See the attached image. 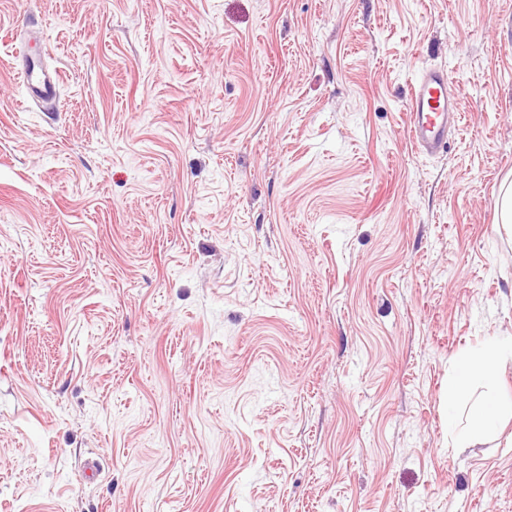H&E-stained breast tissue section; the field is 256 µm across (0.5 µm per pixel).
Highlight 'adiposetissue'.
Segmentation results:
<instances>
[{"instance_id": "1", "label": "adipose tissue", "mask_w": 512, "mask_h": 512, "mask_svg": "<svg viewBox=\"0 0 512 512\" xmlns=\"http://www.w3.org/2000/svg\"><path fill=\"white\" fill-rule=\"evenodd\" d=\"M512 359V346L499 340L487 342L482 348L460 356L454 374L448 380L449 395H456L472 386L494 385L500 378V367ZM502 403L497 398L485 400L473 410L461 432L464 443L474 444L497 431Z\"/></svg>"}]
</instances>
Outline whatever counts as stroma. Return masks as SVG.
Wrapping results in <instances>:
<instances>
[{"label":"stroma","mask_w":512,"mask_h":512,"mask_svg":"<svg viewBox=\"0 0 512 512\" xmlns=\"http://www.w3.org/2000/svg\"><path fill=\"white\" fill-rule=\"evenodd\" d=\"M508 176L512 0H0V512H512ZM20 72L32 101H45L57 96L59 84L55 72L51 73L34 63L22 64ZM458 93L446 68L424 70L410 101V136L418 152L435 156L448 149V133L459 121ZM512 358V346L490 340L482 348L462 354L455 373L448 379V426L453 425L452 400L471 386L495 385L499 382L501 365ZM502 411V403L495 397L485 400L480 408L473 410L470 419L461 432L465 444L481 442L497 431Z\"/></svg>","instance_id":"1"}]
</instances>
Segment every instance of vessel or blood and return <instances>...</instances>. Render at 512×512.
<instances>
[{"mask_svg": "<svg viewBox=\"0 0 512 512\" xmlns=\"http://www.w3.org/2000/svg\"><path fill=\"white\" fill-rule=\"evenodd\" d=\"M20 72L31 100L57 96L59 84L54 73L34 63L22 65ZM458 121V94L447 69L424 70L410 101L409 132L418 152L434 156L446 151L448 134Z\"/></svg>", "mask_w": 512, "mask_h": 512, "instance_id": "1", "label": "vessel or blood"}]
</instances>
